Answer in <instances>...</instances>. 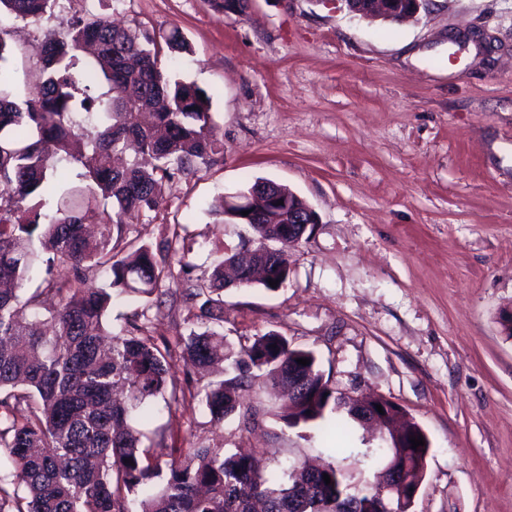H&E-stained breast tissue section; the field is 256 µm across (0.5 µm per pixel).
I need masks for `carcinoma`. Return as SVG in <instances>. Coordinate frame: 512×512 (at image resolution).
I'll list each match as a JSON object with an SVG mask.
<instances>
[{"label":"carcinoma","mask_w":512,"mask_h":512,"mask_svg":"<svg viewBox=\"0 0 512 512\" xmlns=\"http://www.w3.org/2000/svg\"><path fill=\"white\" fill-rule=\"evenodd\" d=\"M59 2L0 0V14L39 20ZM164 47L172 56L187 51L178 28L155 35L76 12L44 34L46 77L18 103L0 39V459L9 466L0 474V512H346L348 499L360 512H409L411 504L382 487L397 448L379 449L376 483L355 492L354 476L331 465L328 485H310L305 467L275 485L250 454L175 448L163 438L144 445L137 417L155 398L178 402L171 349L146 335L137 312L105 339L112 297L150 296L187 275L186 320L205 329L178 336L176 345L208 366L226 358L224 333L209 327L224 322V286L257 282L258 238L279 245L257 282L267 290L270 279L288 280V249L297 245L279 241L281 224H252V238L190 278L192 248L178 231L155 247L128 238L157 210L165 183L223 152L210 96L162 62ZM102 81L107 94L95 93ZM61 160L81 167L84 186L57 176ZM262 186L218 196L211 212L224 224L246 223L232 203ZM85 208L98 214L93 240L84 233ZM93 270L106 272L107 283L88 285ZM234 368L239 374L192 395L214 422L237 411L247 384L241 370L251 368L288 389L278 416L290 428L333 414L358 419L357 401L336 393L313 352L275 331L243 348Z\"/></svg>","instance_id":"carcinoma-1"}]
</instances>
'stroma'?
<instances>
[{
  "mask_svg": "<svg viewBox=\"0 0 512 512\" xmlns=\"http://www.w3.org/2000/svg\"><path fill=\"white\" fill-rule=\"evenodd\" d=\"M90 9L146 30L179 28V77L212 100L223 154L164 188L130 230L155 244L182 224L209 268L251 231L208 215L210 202L269 180L319 222L290 251L287 284L224 291L226 350L266 332L313 351L336 391L377 394L430 441L410 512H512V0H425L400 24L345 0H72L25 27L0 19L17 98L39 81L43 32ZM146 312L155 343L191 331L170 296L115 301L107 327ZM236 414L156 400L151 441L258 449L266 471L330 463L373 481L380 441L349 422L341 438L291 428L261 372Z\"/></svg>",
  "mask_w": 512,
  "mask_h": 512,
  "instance_id": "1",
  "label": "stroma"
}]
</instances>
